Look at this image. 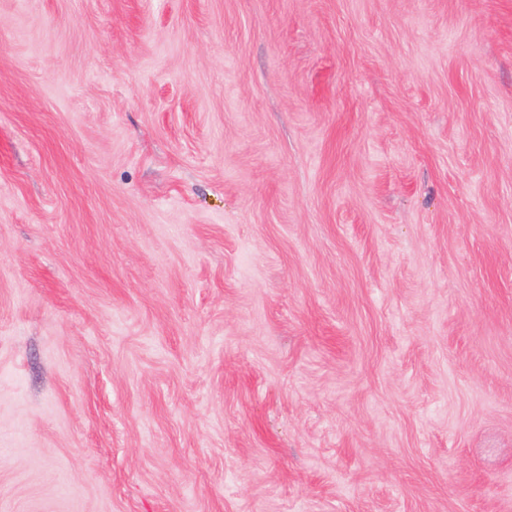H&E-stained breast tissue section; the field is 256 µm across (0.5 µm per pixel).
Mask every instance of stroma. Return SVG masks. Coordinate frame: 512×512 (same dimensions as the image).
<instances>
[{
  "mask_svg": "<svg viewBox=\"0 0 512 512\" xmlns=\"http://www.w3.org/2000/svg\"><path fill=\"white\" fill-rule=\"evenodd\" d=\"M0 512H512V0H0Z\"/></svg>",
  "mask_w": 512,
  "mask_h": 512,
  "instance_id": "obj_1",
  "label": "stroma"
}]
</instances>
